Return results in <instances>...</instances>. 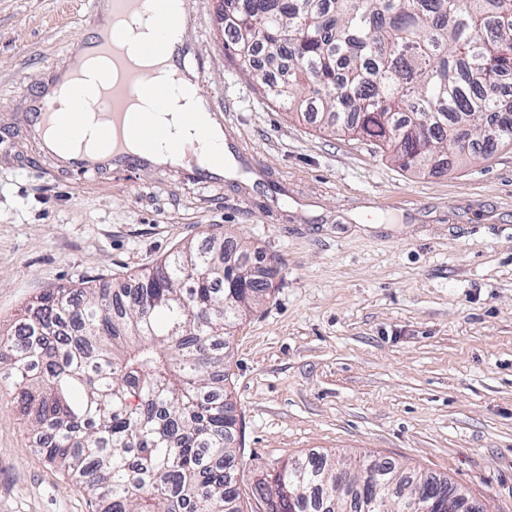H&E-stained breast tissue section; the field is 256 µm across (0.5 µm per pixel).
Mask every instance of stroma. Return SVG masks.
Instances as JSON below:
<instances>
[{"label":"stroma","mask_w":512,"mask_h":512,"mask_svg":"<svg viewBox=\"0 0 512 512\" xmlns=\"http://www.w3.org/2000/svg\"><path fill=\"white\" fill-rule=\"evenodd\" d=\"M88 14V0H0V329L46 289L128 283L229 238L272 282L228 349L243 512H266L267 473L321 452L445 475L512 512V149L404 170L275 106L225 53L215 0H186L224 138L254 178L61 172L22 115L91 36ZM0 512H90L4 393Z\"/></svg>","instance_id":"stroma-1"}]
</instances>
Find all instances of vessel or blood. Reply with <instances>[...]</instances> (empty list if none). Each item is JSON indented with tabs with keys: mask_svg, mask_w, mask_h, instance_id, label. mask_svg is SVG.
<instances>
[{
	"mask_svg": "<svg viewBox=\"0 0 512 512\" xmlns=\"http://www.w3.org/2000/svg\"><path fill=\"white\" fill-rule=\"evenodd\" d=\"M143 0H112L111 18L96 17V31L83 45L84 54L107 60L98 72L99 95L92 100L79 93L84 70L70 61L64 70L54 72L50 81L30 104L25 115L27 130L43 155L59 168L84 173L127 174L177 167L182 149L170 144L159 151L166 132L163 127L136 112L139 100H148L154 111H165L175 89L193 94L197 110L194 120L203 126L211 141L224 140V105L207 88L204 63L189 65L195 43L186 31L171 32L167 21L156 24L155 38L141 42L137 55H130L122 43V33L114 29L117 17H137ZM92 114L107 146L96 151L74 145L73 120ZM191 171L195 178L210 183L223 182L224 162L198 154Z\"/></svg>",
	"mask_w": 512,
	"mask_h": 512,
	"instance_id": "1",
	"label": "vessel or blood"
}]
</instances>
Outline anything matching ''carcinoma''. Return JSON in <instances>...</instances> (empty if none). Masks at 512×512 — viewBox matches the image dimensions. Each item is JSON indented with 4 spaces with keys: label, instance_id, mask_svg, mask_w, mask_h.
I'll return each instance as SVG.
<instances>
[{
    "label": "carcinoma",
    "instance_id": "cac0c4a2",
    "mask_svg": "<svg viewBox=\"0 0 512 512\" xmlns=\"http://www.w3.org/2000/svg\"><path fill=\"white\" fill-rule=\"evenodd\" d=\"M224 49L287 68L261 74L278 107L319 108L404 169L512 145V0H224ZM267 283L228 241L191 243L130 286L49 288L0 334V391L92 512H242L224 334ZM262 490L270 512H434L448 477L322 453Z\"/></svg>",
    "mask_w": 512,
    "mask_h": 512
}]
</instances>
